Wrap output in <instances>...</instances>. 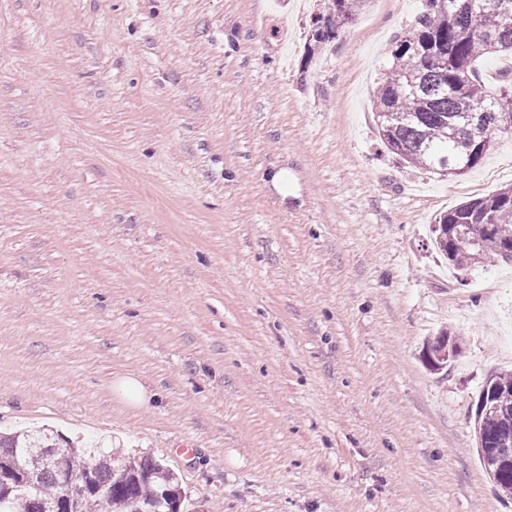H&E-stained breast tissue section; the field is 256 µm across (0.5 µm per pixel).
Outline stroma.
<instances>
[{"mask_svg":"<svg viewBox=\"0 0 512 512\" xmlns=\"http://www.w3.org/2000/svg\"><path fill=\"white\" fill-rule=\"evenodd\" d=\"M328 6L0 0V431L151 456L184 512H512L474 439L512 263L431 231L512 184V132L459 177L399 160L371 95L419 0L314 42ZM115 390L129 404L146 406L151 403L152 395L133 377L121 378L116 382Z\"/></svg>","mask_w":512,"mask_h":512,"instance_id":"1","label":"stroma"}]
</instances>
